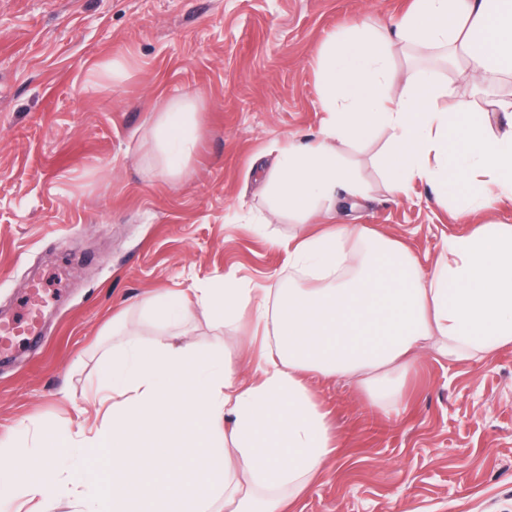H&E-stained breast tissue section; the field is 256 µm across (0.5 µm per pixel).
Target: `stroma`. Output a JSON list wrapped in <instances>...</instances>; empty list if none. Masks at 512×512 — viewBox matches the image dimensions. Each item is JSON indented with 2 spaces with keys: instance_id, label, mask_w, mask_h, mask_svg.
<instances>
[{
  "instance_id": "obj_1",
  "label": "stroma",
  "mask_w": 512,
  "mask_h": 512,
  "mask_svg": "<svg viewBox=\"0 0 512 512\" xmlns=\"http://www.w3.org/2000/svg\"><path fill=\"white\" fill-rule=\"evenodd\" d=\"M413 0H0V317L38 289L43 329L0 355V448L54 450L53 429L96 428L94 384L125 339L196 344L248 380L241 330L196 313L168 324L155 297H194L225 276L304 288L285 245L309 232L265 191L278 148L315 141L327 117L317 61L331 31L388 25ZM396 72L431 73L477 110L512 78L474 84L437 49L394 46ZM197 104L181 177L156 172L151 128L169 97ZM391 133L336 144L358 196L336 221L401 240L432 266L448 238L512 225V197L462 215L412 183L391 194ZM122 314L120 328L112 317ZM342 448L293 512H512V347L481 360L423 353L400 418L343 379L311 381Z\"/></svg>"
}]
</instances>
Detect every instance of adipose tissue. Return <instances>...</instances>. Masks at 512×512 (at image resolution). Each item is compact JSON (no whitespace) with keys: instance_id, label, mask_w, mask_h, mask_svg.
<instances>
[{"instance_id":"adipose-tissue-1","label":"adipose tissue","mask_w":512,"mask_h":512,"mask_svg":"<svg viewBox=\"0 0 512 512\" xmlns=\"http://www.w3.org/2000/svg\"><path fill=\"white\" fill-rule=\"evenodd\" d=\"M396 39L461 54L477 81L511 76L512 0H414L394 29L355 25L330 37L319 61L329 119L316 141L281 148L268 178L301 220L333 224L321 200L355 186L334 144L378 126L393 133L386 160L393 194L413 181L438 193L463 184L459 204L472 213L512 193V134L488 135L487 118H475L469 99L426 74L406 75L402 93L391 95ZM195 109L179 97L158 112L160 176L182 174L200 137ZM333 226L286 246L290 265L319 276L321 286L254 294L228 276L221 287L164 306L176 325L199 309L225 325L251 311L248 340L259 349L250 381L191 345L125 342L112 360L111 385L96 390L109 422L83 448L68 489L75 502L92 487L87 512H215L219 501L224 512H288L340 452L308 377L353 382L396 413L418 350L458 361L512 346V225L481 224L450 237L429 273L399 240L359 224ZM56 469L49 454L9 462L0 453V499L53 512L46 475Z\"/></svg>"}]
</instances>
